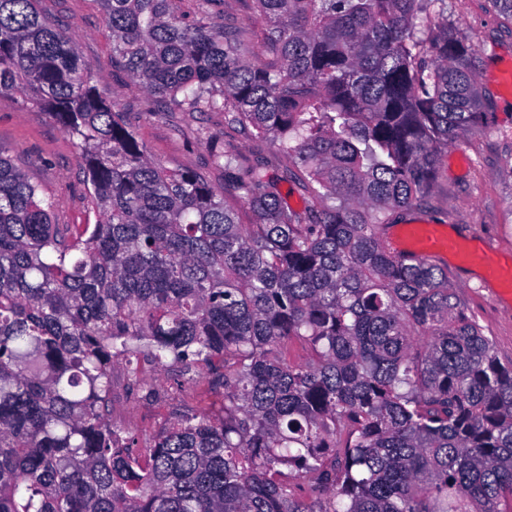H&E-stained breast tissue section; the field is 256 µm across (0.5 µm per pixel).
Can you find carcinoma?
<instances>
[{
    "label": "carcinoma",
    "mask_w": 512,
    "mask_h": 512,
    "mask_svg": "<svg viewBox=\"0 0 512 512\" xmlns=\"http://www.w3.org/2000/svg\"><path fill=\"white\" fill-rule=\"evenodd\" d=\"M100 2L144 111L222 114L200 139L224 187L147 153L38 0H0V94L75 140L97 215L55 223L0 152V512H512V363L384 234L487 103L430 24L448 0H252L259 44L224 0ZM145 363L214 375L220 410L139 442L106 410L117 366L158 395ZM224 141L230 147L235 148L247 157H252L256 153L269 154L271 146L268 142L254 143L250 138L244 134L233 133Z\"/></svg>",
    "instance_id": "obj_1"
}]
</instances>
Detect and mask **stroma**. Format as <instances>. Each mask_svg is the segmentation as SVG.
<instances>
[{
	"instance_id": "obj_1",
	"label": "stroma",
	"mask_w": 512,
	"mask_h": 512,
	"mask_svg": "<svg viewBox=\"0 0 512 512\" xmlns=\"http://www.w3.org/2000/svg\"><path fill=\"white\" fill-rule=\"evenodd\" d=\"M38 7L59 19L76 38L104 96L123 108L144 103V90L115 59L99 0H39ZM448 14L461 23L474 46L480 83L491 102L481 126L441 152L432 208L404 216L403 221L446 225L458 240V252L440 266L447 269L466 313L492 337L498 357L507 363L512 361V302L498 299V283L485 280L472 252L478 246L501 261H512V81L501 76L512 68V21L496 12L490 0H448ZM175 124L181 127V135L172 133ZM203 127L222 130L221 115L146 116L137 123L136 133L147 152L167 166L199 168L208 157L205 143L198 138ZM0 150L41 186L54 204L58 223L96 222L75 143L48 112L24 104L20 95H0ZM143 374L161 385L156 399L147 401L133 392L122 369L114 370L112 383V418L138 437L154 435L186 410L208 411L220 405L221 392L211 383L172 392L168 389L172 373L150 365Z\"/></svg>"
}]
</instances>
